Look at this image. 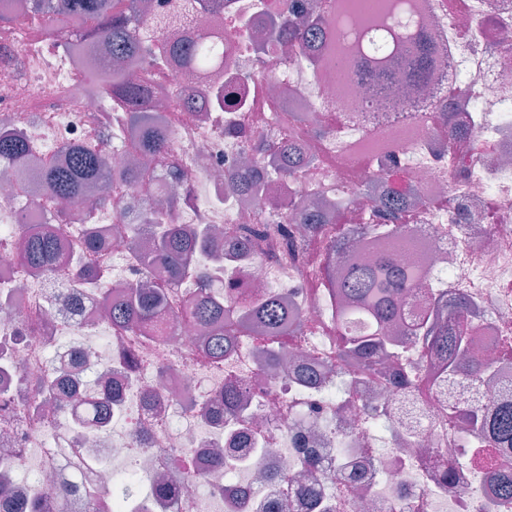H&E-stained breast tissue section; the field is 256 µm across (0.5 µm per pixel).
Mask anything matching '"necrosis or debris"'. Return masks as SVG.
Listing matches in <instances>:
<instances>
[{"label":"necrosis or debris","instance_id":"1","mask_svg":"<svg viewBox=\"0 0 512 512\" xmlns=\"http://www.w3.org/2000/svg\"><path fill=\"white\" fill-rule=\"evenodd\" d=\"M420 2L434 37L448 44V58L415 89L414 111H442L451 92L460 107L493 109L469 126L471 148L463 157L449 152L436 122L369 110L365 82L353 74L339 79L335 58L312 69L274 44L268 52L277 64L263 68L240 21L268 24L285 0H224L207 12L184 0L182 10L164 5L150 12L149 29L169 41L204 34L224 46L221 71L191 75L174 62L151 78L155 113L171 133V161L192 189L174 221L221 231L287 225L288 236L263 237L242 253L198 251L195 264L220 292L236 285L288 296L307 333L284 336L280 350L301 363L299 372L268 369L261 360L267 343L256 330L236 336L232 356L218 362L185 322L160 335L142 327L117 333L100 319L101 292L119 294L145 274L136 249L146 238L140 214L161 197L156 185L165 178V163L147 162L151 183L126 191L94 221L85 218V202H71L62 225L53 211L35 205L33 180L0 165V295L11 296L0 306V398L14 399L9 410L0 409V487L47 499L64 485H90L108 493L106 512H263L268 504L288 505L289 512H512V501L491 494L497 473L477 464L471 428L444 420L452 405L493 408L512 399V8L503 0ZM1 45L12 49L15 66L0 69V126L28 137L29 168L63 160L65 147L104 134L113 169L134 158L136 135L124 113L82 80L83 47H56L21 26L0 27ZM237 76L250 81L242 111L191 112L177 96ZM294 114L300 117L294 134L317 164L303 167L287 186L265 171L266 192L251 197L228 191L225 173L240 168L251 145L281 132ZM393 163L425 204L400 235L412 243L428 289L456 290L476 304L473 351L488 359L492 380L455 375L424 391L428 372L410 339L403 363L415 374L400 388L377 377L356 380L350 367L336 363V303L306 282L322 269L325 246L340 227L379 223ZM325 199L338 208L313 247L292 204L314 208ZM26 224L60 227L56 273L17 260ZM93 226L112 241L105 252L110 274L100 286L78 291L69 274L91 262L81 245ZM145 275L155 285L168 282L161 268ZM52 365L68 371L79 400L102 372L110 373L122 399L105 428L92 427L76 407L36 409L38 387ZM308 372L313 381L305 380ZM232 382L247 389L245 412L212 421L205 407ZM303 448L316 450L315 468L302 463ZM216 449L223 461L213 458ZM442 456L454 469L450 490L434 465ZM128 469L148 485L112 497L116 475ZM161 475L178 480L164 501L153 487ZM300 480L312 495L289 498L288 482Z\"/></svg>","mask_w":512,"mask_h":512}]
</instances>
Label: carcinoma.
I'll return each mask as SVG.
<instances>
[{"instance_id": "obj_1", "label": "carcinoma", "mask_w": 512, "mask_h": 512, "mask_svg": "<svg viewBox=\"0 0 512 512\" xmlns=\"http://www.w3.org/2000/svg\"><path fill=\"white\" fill-rule=\"evenodd\" d=\"M366 22V28L378 33L386 45L381 52L364 51L359 59L340 56L336 71L343 78L356 67L371 69L368 83L369 107L376 108L386 102L393 72L403 73L411 84L426 80L433 67L447 57V47L437 43L424 29L407 23L394 30L387 22L378 23L376 18L385 9L383 0H340L334 8ZM331 6L319 11H305L290 3L270 30V39L286 42L296 49V55L311 68L320 62L321 45L334 27ZM148 5L142 0H26L6 10L0 9V26L27 23L54 43L69 47L83 42L105 49L114 59H139L154 70L167 67L178 57L189 68L210 69L224 64V48L206 38L183 44H172L159 36L149 43L141 34L131 31L130 19L144 14ZM86 81L97 86L111 99L113 109L124 111L136 126L138 146L145 157L166 159L172 145L167 130L151 120L148 110L153 98L152 86L143 81H128L112 75L99 61L91 59L86 64ZM212 109L237 110L242 99L231 86L209 87L197 92ZM448 130V150L458 152L466 147L459 134V112L448 106L436 116ZM259 156L273 155L277 176L291 180L295 168L309 164L310 157L300 147L290 143L261 140L255 145ZM32 152L25 134L18 128H0V162L14 165L24 163ZM34 179L43 187V199L36 205H50L86 196L94 186L113 180L118 189L136 185L140 168L127 167L115 173L110 169L105 143L98 145H73L65 150L61 163L47 162L39 167ZM227 188L238 194L255 193L258 185L251 183L250 175L232 171L225 176ZM419 201L407 192H386L383 223L373 228L369 224L357 227V233L369 230L394 242L398 238V226L403 220L413 219L411 209ZM332 205L325 203L322 210L313 213L300 208L295 219L309 226L313 233H320L325 221L331 217ZM144 223L160 224L162 230L145 252L143 262L148 267L164 266L175 278L194 277L199 282L196 293L186 302L180 318L201 327L207 332L210 356L222 361L232 348L235 329L258 328L268 334L272 343L268 361L271 366L278 362V351L273 343L288 332L295 336L303 333L298 314L288 308L285 300L270 291L261 297H251L244 306L212 293L211 284L199 274L194 265L198 250L213 244L205 233L182 224L166 220V214L149 212ZM347 237L336 234L327 248V261L323 275L334 290L339 305L336 306V327L340 345L337 356L355 362L358 373L373 370L381 356L390 357L395 363L402 362L399 341L387 332V325L398 313L399 302L411 289L417 287L421 273L416 264L385 257L350 267L341 277L334 276L335 261L341 255ZM61 240L58 232L33 225L26 229L19 242L18 256L29 268L36 271L54 272L58 266ZM106 278L103 266L88 265L73 273V280L82 288L93 286ZM169 291L143 284L129 288L118 298L107 295V314L112 329H127L148 325L166 328L169 323ZM469 309L461 297L446 299L440 294L431 302L430 311L409 329V335L424 353L437 357L435 377L445 378L456 373L455 361L465 359V375L469 380L484 378L490 364L470 354L471 336ZM105 397L83 401V412L92 425L102 426L112 417V405L118 400V392L112 387V379L101 381ZM72 396V380L58 370L46 385L44 401H63ZM247 401L243 388L224 389V405L235 411ZM448 421L461 422L482 433L481 446L489 452L480 458L485 466H498L499 455L512 453V402L504 403L489 412L477 409H456L448 414ZM0 512H45L37 501H24L11 496L0 488Z\"/></svg>"}]
</instances>
